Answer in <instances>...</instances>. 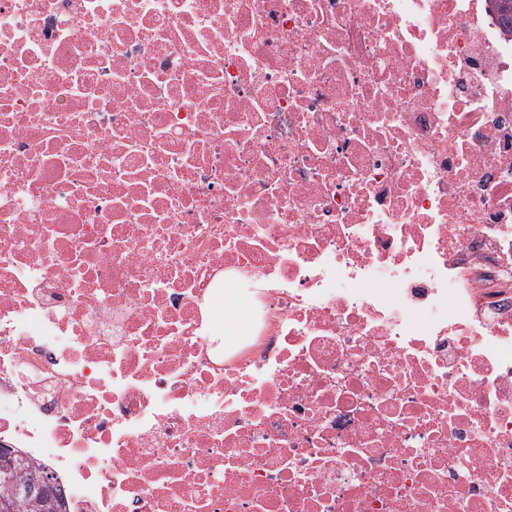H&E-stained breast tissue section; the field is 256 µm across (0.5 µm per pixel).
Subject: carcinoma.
<instances>
[{"label":"carcinoma","mask_w":512,"mask_h":512,"mask_svg":"<svg viewBox=\"0 0 512 512\" xmlns=\"http://www.w3.org/2000/svg\"><path fill=\"white\" fill-rule=\"evenodd\" d=\"M6 512H59L51 477L0 454V504Z\"/></svg>","instance_id":"obj_1"}]
</instances>
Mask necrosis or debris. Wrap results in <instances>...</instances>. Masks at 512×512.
Wrapping results in <instances>:
<instances>
[{"label":"necrosis or debris","mask_w":512,"mask_h":512,"mask_svg":"<svg viewBox=\"0 0 512 512\" xmlns=\"http://www.w3.org/2000/svg\"><path fill=\"white\" fill-rule=\"evenodd\" d=\"M0 446L66 512H512L491 0H0ZM220 314H224L225 342L239 337L233 336L234 334H243L245 332L247 322L245 321L244 306L236 288L224 290V307L221 309Z\"/></svg>","instance_id":"obj_1"}]
</instances>
